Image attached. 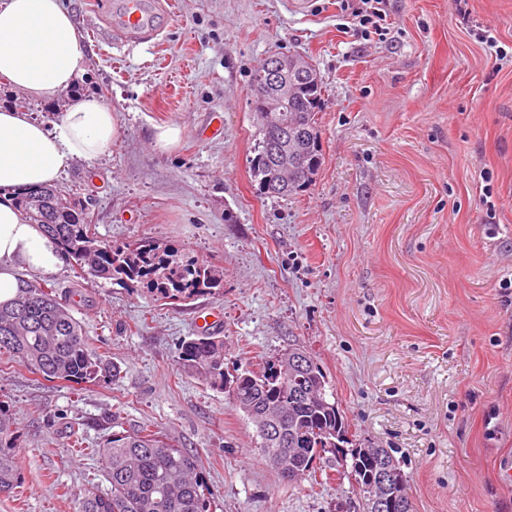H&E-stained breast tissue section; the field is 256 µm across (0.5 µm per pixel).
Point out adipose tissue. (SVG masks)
I'll return each mask as SVG.
<instances>
[{
	"mask_svg": "<svg viewBox=\"0 0 512 512\" xmlns=\"http://www.w3.org/2000/svg\"><path fill=\"white\" fill-rule=\"evenodd\" d=\"M89 57L63 0H0V77L24 95L49 99L72 88ZM119 127L111 107L86 98L71 102L53 126L29 113L0 109V304L10 303L19 271H56L53 239L30 222L14 192L54 183L81 159L103 155Z\"/></svg>",
	"mask_w": 512,
	"mask_h": 512,
	"instance_id": "adipose-tissue-1",
	"label": "adipose tissue"
}]
</instances>
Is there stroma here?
<instances>
[{"label": "stroma", "mask_w": 512, "mask_h": 512, "mask_svg": "<svg viewBox=\"0 0 512 512\" xmlns=\"http://www.w3.org/2000/svg\"><path fill=\"white\" fill-rule=\"evenodd\" d=\"M173 2L157 39L131 46L99 0H68L89 56L76 94L111 105L119 135L57 185L91 197L104 243L174 248L222 285L165 303L98 280L75 316L112 380L0 370L22 472L0 512H79L118 407L125 427L157 425L198 457L217 512H345L336 483L282 479L229 395L181 374L179 345L211 309L228 368L313 353L356 442L399 461L416 512H512V0H384L383 36L342 0ZM279 52L309 57L326 89L321 167L282 198L251 177L250 76ZM216 114L224 136L204 138ZM163 124L183 129L166 153L152 146Z\"/></svg>", "instance_id": "1"}]
</instances>
